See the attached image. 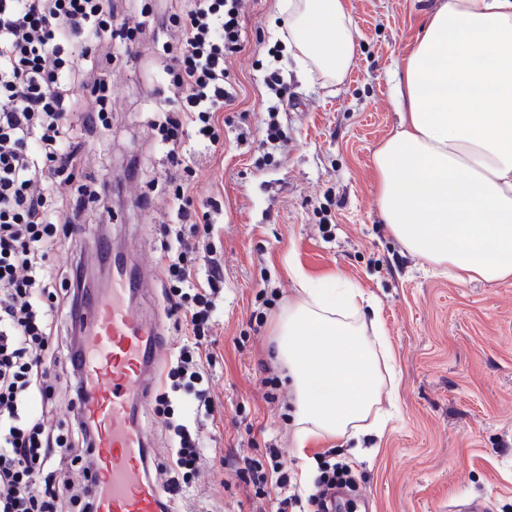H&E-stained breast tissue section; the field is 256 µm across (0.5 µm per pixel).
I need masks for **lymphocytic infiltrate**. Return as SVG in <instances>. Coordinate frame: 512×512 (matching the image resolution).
<instances>
[{
    "mask_svg": "<svg viewBox=\"0 0 512 512\" xmlns=\"http://www.w3.org/2000/svg\"><path fill=\"white\" fill-rule=\"evenodd\" d=\"M179 2L177 11L153 24L174 36L165 72L181 108L167 113L158 133L175 170L177 217L188 221L192 168L184 144L193 138L214 151L221 143L219 114L237 99L226 63L244 49L243 13L241 0ZM115 18L113 0H0V512H63L59 500L72 488L67 464H77L87 483L97 468L91 453L96 431L80 408L72 410L73 445L24 408L32 396L52 403L47 358L55 318L76 316L79 309L81 271L58 280L46 260L78 235L89 205L112 211L109 191L63 195L59 189L72 183L80 165L71 116L82 112L83 96L93 97L96 108L82 112L81 126L103 138L112 130V87L104 73L113 57H96L95 50L114 38ZM198 233L195 224L176 232L161 257L167 312L194 338L180 349L155 398L162 412L171 395L192 387L205 413L213 411L199 388L212 358L202 340L212 331L224 269L209 258L206 280H195ZM167 425L174 446L165 497L172 502L183 492L181 476L196 475L205 450L183 419Z\"/></svg>",
    "mask_w": 512,
    "mask_h": 512,
    "instance_id": "f902f5d3",
    "label": "lymphocytic infiltrate"
}]
</instances>
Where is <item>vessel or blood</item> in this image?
I'll use <instances>...</instances> for the list:
<instances>
[{
	"label": "vessel or blood",
	"mask_w": 512,
	"mask_h": 512,
	"mask_svg": "<svg viewBox=\"0 0 512 512\" xmlns=\"http://www.w3.org/2000/svg\"><path fill=\"white\" fill-rule=\"evenodd\" d=\"M114 266L111 295L89 299L84 309L83 407L97 430L96 512H160L161 492L144 474L149 440L141 419L160 383L164 338L125 297L131 273L143 266L130 256Z\"/></svg>",
	"instance_id": "b4317fda"
}]
</instances>
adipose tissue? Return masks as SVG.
<instances>
[{
    "label": "adipose tissue",
    "mask_w": 512,
    "mask_h": 512,
    "mask_svg": "<svg viewBox=\"0 0 512 512\" xmlns=\"http://www.w3.org/2000/svg\"><path fill=\"white\" fill-rule=\"evenodd\" d=\"M295 60L342 80L356 57L348 0H283ZM397 130L374 153L380 211L414 255L457 281L512 276V0H434L394 71ZM276 349L296 393L295 441L344 438L380 401L364 294L296 274Z\"/></svg>",
    "instance_id": "ef3b65f1"
}]
</instances>
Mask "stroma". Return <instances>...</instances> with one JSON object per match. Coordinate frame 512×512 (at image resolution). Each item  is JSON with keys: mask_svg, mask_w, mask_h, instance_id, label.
I'll return each mask as SVG.
<instances>
[{"mask_svg": "<svg viewBox=\"0 0 512 512\" xmlns=\"http://www.w3.org/2000/svg\"><path fill=\"white\" fill-rule=\"evenodd\" d=\"M280 3L243 0L245 48L229 65L239 97L223 112L224 146L213 155L191 152L193 210L220 204L209 237L224 266V292L207 374L216 411L200 421L206 457L176 512H258L280 497L271 483L256 498L254 487L225 472L229 456L262 461L274 446L288 475L299 477L295 394L270 353L299 273L340 276L375 302L364 316L382 331L395 371L382 387L380 431L312 442V468L351 465V487L366 496L351 503L352 512H451L469 499L485 500L489 512H512V277L450 279L393 237L376 194L373 154L398 124L391 71L432 0H350L357 58L338 83L302 71L277 40ZM159 50L147 35L136 57L112 62L111 169L99 166L98 135L83 134L82 153L88 191L112 187L113 240L153 264L139 303L161 319L170 358L187 340L164 311L160 227L173 219L170 165L148 122L154 102L175 111L180 99L158 79ZM274 64L292 106L280 113L282 138L268 153L260 141L273 95L263 78ZM267 377L279 381L272 400ZM53 384L52 408L35 398L29 410L73 438L65 374Z\"/></svg>", "mask_w": 512, "mask_h": 512, "instance_id": "1", "label": "stroma"}]
</instances>
